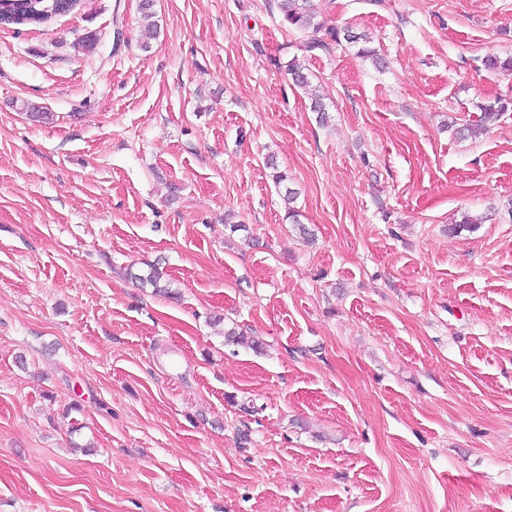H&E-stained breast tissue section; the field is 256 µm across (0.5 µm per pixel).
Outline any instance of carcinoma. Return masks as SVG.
<instances>
[{
    "instance_id": "obj_1",
    "label": "carcinoma",
    "mask_w": 512,
    "mask_h": 512,
    "mask_svg": "<svg viewBox=\"0 0 512 512\" xmlns=\"http://www.w3.org/2000/svg\"><path fill=\"white\" fill-rule=\"evenodd\" d=\"M80 0H0V24L5 26H41L49 21L74 13ZM279 8L283 22L288 27L302 33L305 48L311 52L330 51L332 44L341 41L356 43L363 36L345 29L340 31L317 21L318 8L314 0H280ZM131 278L141 287L150 286L158 293H165L167 285L161 284L162 275L154 265L144 274H133ZM224 341L232 345L247 346L259 350L261 344L254 338L234 327L224 332Z\"/></svg>"
}]
</instances>
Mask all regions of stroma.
I'll return each mask as SVG.
<instances>
[{"mask_svg": "<svg viewBox=\"0 0 512 512\" xmlns=\"http://www.w3.org/2000/svg\"><path fill=\"white\" fill-rule=\"evenodd\" d=\"M314 2L0 28V512H512V0ZM279 8L283 22L304 35L305 48L309 52L314 50L329 52L332 43L340 44L341 37L350 44L365 39L364 35L354 33L348 28L341 33L335 27L318 22V8L314 0H280Z\"/></svg>", "mask_w": 512, "mask_h": 512, "instance_id": "35a3bbf8", "label": "stroma"}]
</instances>
